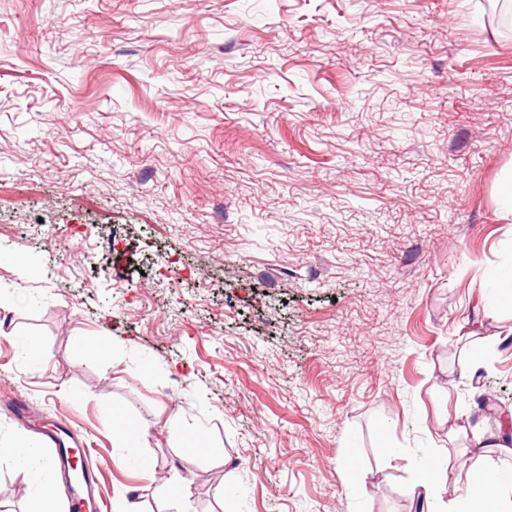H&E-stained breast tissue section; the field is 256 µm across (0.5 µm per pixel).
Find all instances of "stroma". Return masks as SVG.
<instances>
[{"instance_id": "stroma-1", "label": "stroma", "mask_w": 512, "mask_h": 512, "mask_svg": "<svg viewBox=\"0 0 512 512\" xmlns=\"http://www.w3.org/2000/svg\"><path fill=\"white\" fill-rule=\"evenodd\" d=\"M509 181L512 0H0V503L55 428L99 512H413L512 410ZM112 435L115 448H126L129 444L140 447L145 440V430L133 423L127 412L120 407L112 410ZM19 464L33 469H49L50 462L44 450L38 445H26L14 454ZM444 463L445 462L440 459H434L428 463L426 476L421 482L425 501H428L435 490L440 491L447 487L448 484H453L455 488H457L462 483L461 474L455 473L453 469L451 470L450 467Z\"/></svg>"}]
</instances>
